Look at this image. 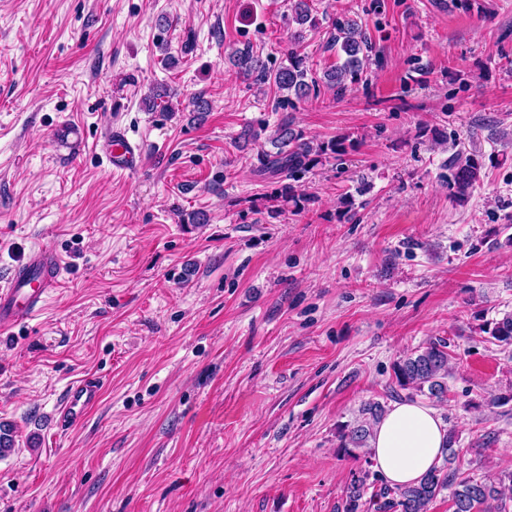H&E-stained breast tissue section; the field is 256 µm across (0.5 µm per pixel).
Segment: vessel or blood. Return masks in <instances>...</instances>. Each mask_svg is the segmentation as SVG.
Wrapping results in <instances>:
<instances>
[{
    "label": "vessel or blood",
    "mask_w": 512,
    "mask_h": 512,
    "mask_svg": "<svg viewBox=\"0 0 512 512\" xmlns=\"http://www.w3.org/2000/svg\"><path fill=\"white\" fill-rule=\"evenodd\" d=\"M105 156L116 172L133 173L142 164L140 148L117 125L106 141ZM62 275L63 265L52 244H43L29 253L0 284V327L34 319L60 286ZM101 390L102 382L96 377H84L70 384L56 413L58 427L66 429L84 420L98 404Z\"/></svg>",
    "instance_id": "b4317fda"
}]
</instances>
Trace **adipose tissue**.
<instances>
[{"label": "adipose tissue", "mask_w": 512, "mask_h": 512, "mask_svg": "<svg viewBox=\"0 0 512 512\" xmlns=\"http://www.w3.org/2000/svg\"><path fill=\"white\" fill-rule=\"evenodd\" d=\"M447 438L446 425L433 407L394 404L373 432L374 466L391 485L417 482L435 467Z\"/></svg>", "instance_id": "1"}]
</instances>
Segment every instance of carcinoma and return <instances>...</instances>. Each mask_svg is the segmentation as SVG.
I'll return each instance as SVG.
<instances>
[{
  "mask_svg": "<svg viewBox=\"0 0 512 512\" xmlns=\"http://www.w3.org/2000/svg\"><path fill=\"white\" fill-rule=\"evenodd\" d=\"M292 21L298 25L288 46L286 64L271 69L255 55L252 49H236L230 55L233 66L248 79L259 83H270L284 93L278 100L283 108L294 105L324 84L330 90L343 91L361 79L364 69L370 62L372 44L363 24L346 17L336 20L334 33L327 48L340 51L345 55L343 63L337 64L323 73L319 80L312 75L305 60L298 54L297 48L304 39L306 29L315 25L312 10L307 0H294ZM272 142L277 151L265 154L264 170L272 175H280L292 184L286 186L285 198L294 206L305 201L296 194L293 183L299 175L312 170L322 158L328 156L338 162L357 148V140L349 135H338L327 142L313 145L304 139L301 131L291 125H282L274 133ZM482 163L474 155L453 156L448 165V189L458 201L468 199L480 182ZM481 331L495 341L512 345V313L484 324ZM450 358L446 343L430 341L397 361L393 367L395 384L408 392V397L425 395L430 399L442 400L448 393V364ZM369 421L362 422L349 432L342 434L341 447L367 448L373 435V426L383 413L378 403L363 408ZM445 464L434 467L419 482L406 486L379 489L374 496L383 500L379 508L387 512H428V506L441 491L451 490L454 512H509L504 490L512 488V471H504L494 485L479 480L464 469L460 451L453 447L452 441H446L443 448ZM365 477L352 480L343 501V512H360L361 498L364 493Z\"/></svg>",
  "mask_w": 512,
  "mask_h": 512,
  "instance_id": "1",
  "label": "carcinoma"
}]
</instances>
